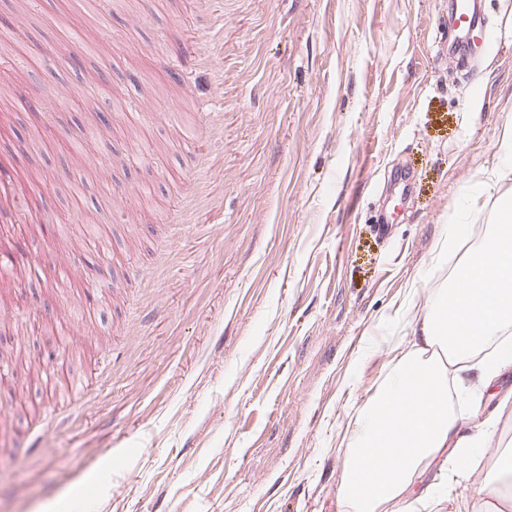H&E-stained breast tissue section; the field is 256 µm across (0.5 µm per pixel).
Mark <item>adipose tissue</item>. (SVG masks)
Returning a JSON list of instances; mask_svg holds the SVG:
<instances>
[{"instance_id":"obj_1","label":"adipose tissue","mask_w":512,"mask_h":512,"mask_svg":"<svg viewBox=\"0 0 512 512\" xmlns=\"http://www.w3.org/2000/svg\"><path fill=\"white\" fill-rule=\"evenodd\" d=\"M407 325L408 348L393 346L384 381L347 425L346 512H418L413 485L437 455L453 451L464 468L493 440L490 424L458 436L448 378L472 394L512 365V225L494 224Z\"/></svg>"}]
</instances>
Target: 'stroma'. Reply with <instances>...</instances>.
I'll use <instances>...</instances> for the list:
<instances>
[{
  "mask_svg": "<svg viewBox=\"0 0 512 512\" xmlns=\"http://www.w3.org/2000/svg\"><path fill=\"white\" fill-rule=\"evenodd\" d=\"M0 0L34 92L0 112V164L37 179L35 229L0 209V334L33 373L0 385V512H342L345 426L405 332L408 285L451 281L443 226L490 228L468 195L512 138V0L449 54V0ZM112 54L142 117L78 107ZM212 104L203 122L200 99ZM81 155H74V145ZM98 208L71 224L74 207ZM70 316L62 343L56 327ZM69 349L70 382L47 367ZM415 488L474 499L512 446V365Z\"/></svg>",
  "mask_w": 512,
  "mask_h": 512,
  "instance_id": "35a3bbf8",
  "label": "stroma"
}]
</instances>
